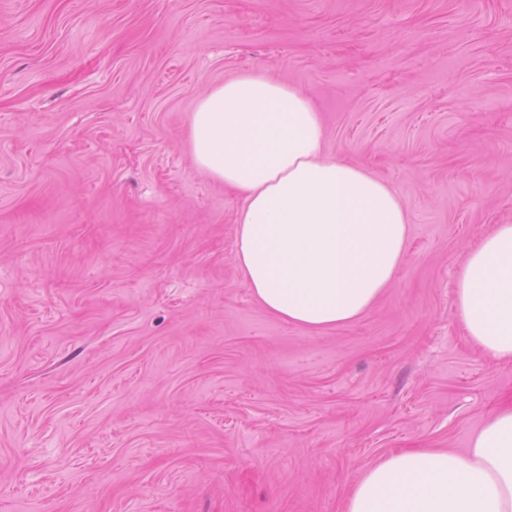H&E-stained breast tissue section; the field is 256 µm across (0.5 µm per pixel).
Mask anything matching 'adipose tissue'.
<instances>
[{
	"label": "adipose tissue",
	"instance_id": "obj_1",
	"mask_svg": "<svg viewBox=\"0 0 512 512\" xmlns=\"http://www.w3.org/2000/svg\"><path fill=\"white\" fill-rule=\"evenodd\" d=\"M196 166L241 194L236 261L270 314L313 332L361 317L392 283L410 228L397 191L324 153L321 116L298 87L243 73L202 95ZM467 337L512 362V224L467 254L456 283ZM343 512H512V402L464 451L396 452L367 470Z\"/></svg>",
	"mask_w": 512,
	"mask_h": 512
}]
</instances>
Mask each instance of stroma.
I'll use <instances>...</instances> for the list:
<instances>
[{"label": "stroma", "mask_w": 512, "mask_h": 512, "mask_svg": "<svg viewBox=\"0 0 512 512\" xmlns=\"http://www.w3.org/2000/svg\"><path fill=\"white\" fill-rule=\"evenodd\" d=\"M298 86L402 197L394 281L310 332L194 165L206 89ZM512 224V0H0V512H342L381 457L467 448L512 364L456 316Z\"/></svg>", "instance_id": "stroma-1"}]
</instances>
